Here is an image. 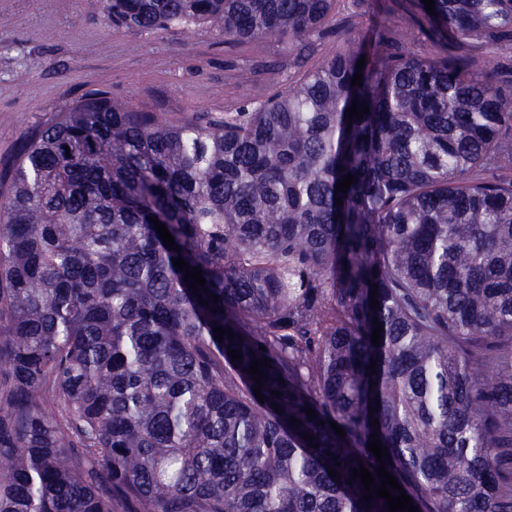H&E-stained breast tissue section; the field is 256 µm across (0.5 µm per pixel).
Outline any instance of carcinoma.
<instances>
[{
  "label": "carcinoma",
  "mask_w": 512,
  "mask_h": 512,
  "mask_svg": "<svg viewBox=\"0 0 512 512\" xmlns=\"http://www.w3.org/2000/svg\"><path fill=\"white\" fill-rule=\"evenodd\" d=\"M338 2L103 8L292 45ZM415 7L393 43L425 22L512 59V0ZM382 43L176 124L93 89L3 168L0 512H389L350 477L373 434L419 512H512V85Z\"/></svg>",
  "instance_id": "1"
}]
</instances>
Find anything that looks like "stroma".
I'll use <instances>...</instances> for the list:
<instances>
[{
    "label": "stroma",
    "instance_id": "stroma-1",
    "mask_svg": "<svg viewBox=\"0 0 512 512\" xmlns=\"http://www.w3.org/2000/svg\"><path fill=\"white\" fill-rule=\"evenodd\" d=\"M351 20L327 37L285 46L232 45L208 30L112 27L100 0H0V168L24 141L86 91L162 113L171 122L234 110L314 70L326 54L357 49L372 19L402 26L411 0H341Z\"/></svg>",
    "mask_w": 512,
    "mask_h": 512
}]
</instances>
